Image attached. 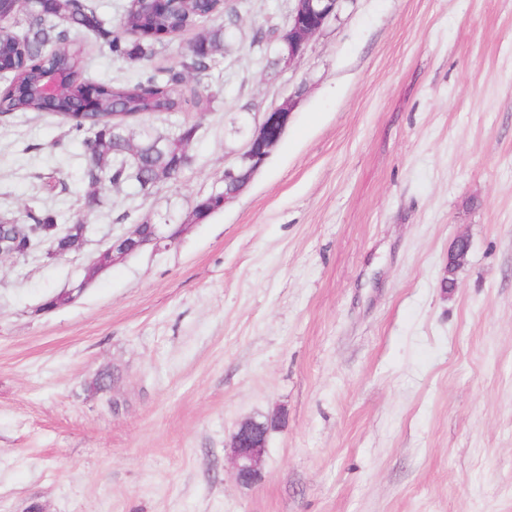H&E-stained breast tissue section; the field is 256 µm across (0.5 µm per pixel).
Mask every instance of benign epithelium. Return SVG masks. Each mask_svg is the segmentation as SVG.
<instances>
[{"label": "benign epithelium", "instance_id": "1", "mask_svg": "<svg viewBox=\"0 0 512 512\" xmlns=\"http://www.w3.org/2000/svg\"><path fill=\"white\" fill-rule=\"evenodd\" d=\"M346 0H292L288 15V38L278 46L279 58L284 66L296 63L304 54L309 42L330 20L337 18ZM292 105L288 102L272 108L263 114L261 122L248 130L246 151L241 162L249 166V172L255 173L265 162L272 148L281 138L287 124ZM185 225L158 224L152 238L143 240L136 228L112 239V243L100 251L86 266L81 280L73 283L62 292L61 301L66 304L80 295L100 274L127 256L146 246L155 251L169 248L181 236ZM470 249L469 240L458 237L448 257L445 273L455 275ZM267 432L255 420L242 422L230 445L236 477L243 483L253 482L263 463Z\"/></svg>", "mask_w": 512, "mask_h": 512}]
</instances>
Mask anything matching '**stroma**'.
Segmentation results:
<instances>
[{"instance_id": "1", "label": "stroma", "mask_w": 512, "mask_h": 512, "mask_svg": "<svg viewBox=\"0 0 512 512\" xmlns=\"http://www.w3.org/2000/svg\"><path fill=\"white\" fill-rule=\"evenodd\" d=\"M232 5L211 109L145 119L198 126L150 194L87 205L84 146L49 148L67 124L0 117V214L87 226L79 253L0 259V512H512V0H346L290 68L253 40L290 0ZM79 40L88 80L136 70ZM287 100L263 166L194 221L239 123ZM143 222L185 230L42 310ZM250 418L270 429L246 485ZM267 432L256 420L243 421L230 445L236 477L242 483L253 482L263 463Z\"/></svg>"}]
</instances>
